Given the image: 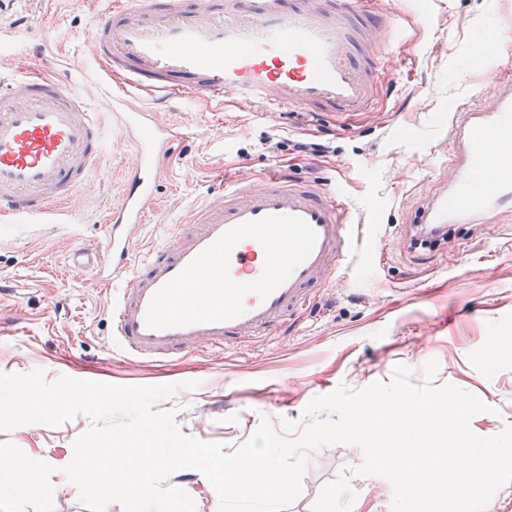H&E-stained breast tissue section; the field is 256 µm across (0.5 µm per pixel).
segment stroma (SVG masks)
<instances>
[{
    "instance_id": "1",
    "label": "stroma",
    "mask_w": 512,
    "mask_h": 512,
    "mask_svg": "<svg viewBox=\"0 0 512 512\" xmlns=\"http://www.w3.org/2000/svg\"><path fill=\"white\" fill-rule=\"evenodd\" d=\"M422 7L409 48L386 44L387 73L373 111L345 130L279 109L264 112L233 103L188 98L159 112L183 127L179 155L164 161L171 178L155 212L137 234V255L205 204L221 202V177L247 180L287 167L295 179L341 187L354 215L369 227L366 260L322 286L316 304L281 334L242 347L194 354L153 366L112 351L107 306L111 290L93 271L68 264L79 242L101 244L112 205L122 196L134 153L116 117L104 116L106 164L60 211L35 222L0 223V373L41 370L46 381L69 376L118 385H174L157 407L173 413L187 436L234 450L269 421L298 437L303 411L339 385L362 389L390 383L397 366L421 369L436 360L428 382L476 395L487 409L471 428L491 437L512 425V214L494 224H455L442 248L412 249L409 228L448 172L444 128L466 107L492 106L472 75L470 48L487 32L494 62L512 76V0H417ZM110 0H14L0 17V63L23 77L56 31L57 56L87 53L97 20ZM320 129L331 162L299 155L301 134ZM279 142L271 152L270 142ZM90 426L78 417L57 426L25 424L0 431V455L39 469L44 489L15 512H87L63 469L73 443ZM358 446L336 444L311 455L302 489L287 512H390L387 479L355 474ZM184 490L195 512H219L207 477L184 468L167 479Z\"/></svg>"
}]
</instances>
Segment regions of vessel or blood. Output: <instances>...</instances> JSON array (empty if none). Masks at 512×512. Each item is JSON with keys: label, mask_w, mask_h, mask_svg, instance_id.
<instances>
[{"label": "vessel or blood", "mask_w": 512, "mask_h": 512, "mask_svg": "<svg viewBox=\"0 0 512 512\" xmlns=\"http://www.w3.org/2000/svg\"><path fill=\"white\" fill-rule=\"evenodd\" d=\"M386 21L390 43H411L416 13L382 0H112L87 55L54 74L32 67L0 80V221L44 216L104 164L103 132L79 88L94 82L99 110L121 113L134 149L126 191L113 206L105 247L75 248L111 289V336L125 355L161 361L276 333L298 320L325 284L367 251V227L340 191L266 173L262 188L233 183L224 201L177 225L166 244L134 258V237L158 202L183 130L135 106L185 97L244 108L288 107L308 115L370 111L385 72L367 31ZM495 103L466 109L448 138L455 175L420 210V238L451 224H480L512 211V79L483 69Z\"/></svg>", "instance_id": "1"}]
</instances>
